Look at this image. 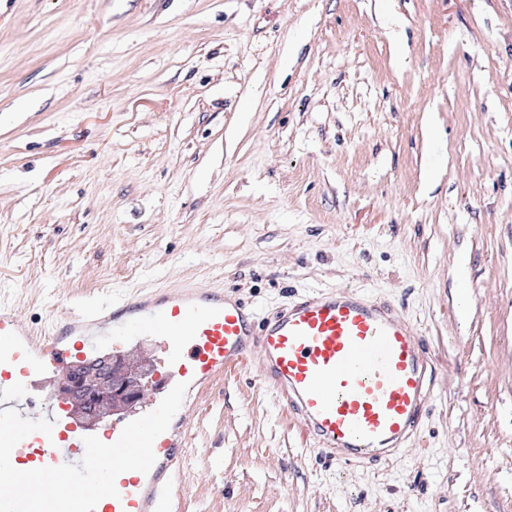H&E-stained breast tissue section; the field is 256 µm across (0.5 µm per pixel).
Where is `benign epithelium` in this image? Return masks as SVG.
<instances>
[{
	"label": "benign epithelium",
	"mask_w": 512,
	"mask_h": 512,
	"mask_svg": "<svg viewBox=\"0 0 512 512\" xmlns=\"http://www.w3.org/2000/svg\"><path fill=\"white\" fill-rule=\"evenodd\" d=\"M139 370L107 359L79 376L65 378L61 391L92 421L134 402L139 390Z\"/></svg>",
	"instance_id": "benign-epithelium-1"
}]
</instances>
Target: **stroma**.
I'll return each mask as SVG.
<instances>
[{
	"mask_svg": "<svg viewBox=\"0 0 512 512\" xmlns=\"http://www.w3.org/2000/svg\"><path fill=\"white\" fill-rule=\"evenodd\" d=\"M188 284L390 303L435 392L340 464L250 357L181 512H512V0H0V303L41 331Z\"/></svg>",
	"mask_w": 512,
	"mask_h": 512,
	"instance_id": "1",
	"label": "stroma"
}]
</instances>
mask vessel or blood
Masks as SVG:
<instances>
[{
	"label": "vessel or blood",
	"instance_id": "b4317fda",
	"mask_svg": "<svg viewBox=\"0 0 512 512\" xmlns=\"http://www.w3.org/2000/svg\"><path fill=\"white\" fill-rule=\"evenodd\" d=\"M148 343L158 357L137 410L113 412L92 426L44 384L49 370H79L107 346L115 358L142 360ZM255 348L267 385L336 461L388 459L422 428L432 367L421 338L393 305L343 290L304 297L259 319L240 299L194 285L116 295L55 322L46 333L1 305L0 410L44 416L53 424L51 434L35 432L20 441L11 463L26 471L79 462L84 437L115 442L128 422L156 409L176 383L204 392ZM190 424L186 400L155 440L150 471L120 474L117 496L101 499L94 512H179L172 489Z\"/></svg>",
	"mask_w": 512,
	"mask_h": 512
}]
</instances>
